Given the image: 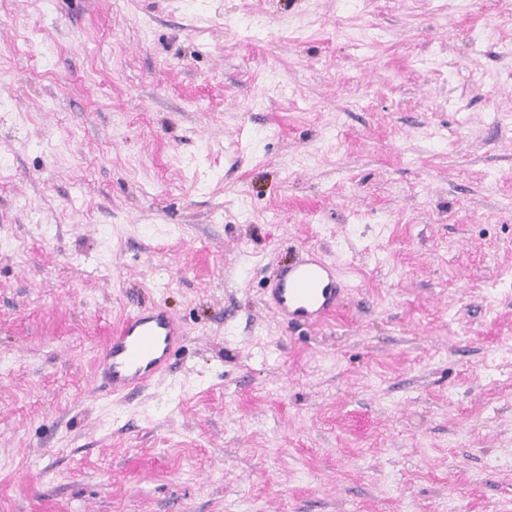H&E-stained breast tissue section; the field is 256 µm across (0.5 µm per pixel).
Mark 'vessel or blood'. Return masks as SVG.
<instances>
[{"mask_svg": "<svg viewBox=\"0 0 512 512\" xmlns=\"http://www.w3.org/2000/svg\"><path fill=\"white\" fill-rule=\"evenodd\" d=\"M340 294L335 264L315 252L281 267L270 290L272 307L285 324L323 322L336 312ZM185 340L183 326L164 307L137 310L106 340L95 375L110 393L135 390L165 372Z\"/></svg>", "mask_w": 512, "mask_h": 512, "instance_id": "obj_1", "label": "vessel or blood"}]
</instances>
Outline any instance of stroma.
<instances>
[{
  "label": "stroma",
  "instance_id": "obj_1",
  "mask_svg": "<svg viewBox=\"0 0 512 512\" xmlns=\"http://www.w3.org/2000/svg\"><path fill=\"white\" fill-rule=\"evenodd\" d=\"M0 512H512V0H5ZM336 265L316 252L281 267L270 288L272 307L284 323H320L338 309L341 294ZM185 340L183 326L164 307L137 310L106 340L95 375L112 394L133 391L165 372Z\"/></svg>",
  "mask_w": 512,
  "mask_h": 512
}]
</instances>
